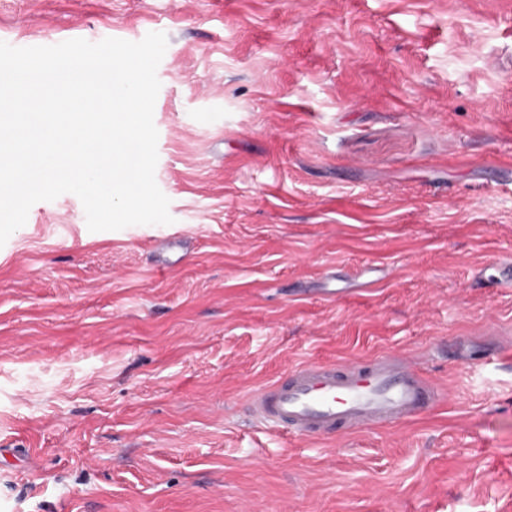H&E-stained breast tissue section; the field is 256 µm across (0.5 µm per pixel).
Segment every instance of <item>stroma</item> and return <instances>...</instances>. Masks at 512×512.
Here are the masks:
<instances>
[{
	"label": "stroma",
	"instance_id": "stroma-1",
	"mask_svg": "<svg viewBox=\"0 0 512 512\" xmlns=\"http://www.w3.org/2000/svg\"><path fill=\"white\" fill-rule=\"evenodd\" d=\"M150 32L172 224L65 193L0 247V512H512V0H0L14 47ZM389 351L406 423L246 408Z\"/></svg>",
	"mask_w": 512,
	"mask_h": 512
}]
</instances>
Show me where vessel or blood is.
I'll use <instances>...</instances> for the list:
<instances>
[{
	"mask_svg": "<svg viewBox=\"0 0 512 512\" xmlns=\"http://www.w3.org/2000/svg\"><path fill=\"white\" fill-rule=\"evenodd\" d=\"M437 387L412 360L389 353L368 362H311L248 399L250 414L308 438L406 422L433 407Z\"/></svg>",
	"mask_w": 512,
	"mask_h": 512,
	"instance_id": "obj_1",
	"label": "vessel or blood"
}]
</instances>
